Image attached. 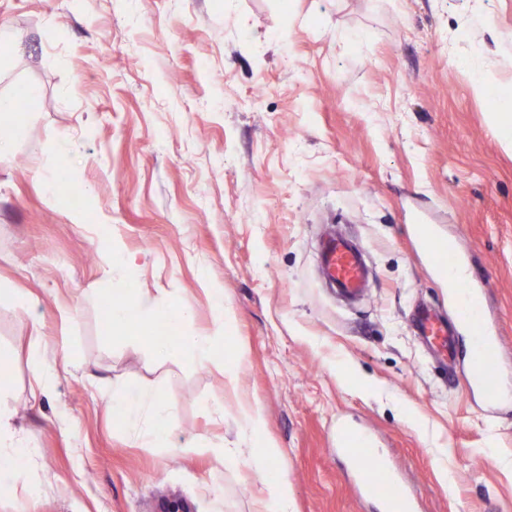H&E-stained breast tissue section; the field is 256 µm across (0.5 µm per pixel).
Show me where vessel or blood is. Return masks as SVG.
Returning <instances> with one entry per match:
<instances>
[{"label":"vessel or blood","mask_w":512,"mask_h":512,"mask_svg":"<svg viewBox=\"0 0 512 512\" xmlns=\"http://www.w3.org/2000/svg\"><path fill=\"white\" fill-rule=\"evenodd\" d=\"M419 237L427 244L432 264L442 271L459 266L460 252L455 245L431 241L427 228ZM325 274L337 291L351 299L365 292L367 272L361 252L342 235L328 240L320 253ZM448 297L457 311L455 324H448L433 309L420 308L414 317L419 336L436 349L444 360L455 359L459 337L467 335L468 384L482 396L488 413H497L503 396L497 382L500 353L499 339L479 302L478 291L465 281H449ZM336 447L359 474L364 493L378 502L382 512H412L411 499L396 473L383 464L379 451L366 433L346 425L336 428Z\"/></svg>","instance_id":"1"}]
</instances>
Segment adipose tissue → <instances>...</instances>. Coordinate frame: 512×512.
<instances>
[{"mask_svg": "<svg viewBox=\"0 0 512 512\" xmlns=\"http://www.w3.org/2000/svg\"><path fill=\"white\" fill-rule=\"evenodd\" d=\"M107 315L110 323L119 327L147 319L164 320L177 332V340H145L136 336L131 340L132 346H148L161 359L177 354L200 365L214 366L223 373L229 386H236V366L219 360L217 356L222 341L220 334L201 333L191 328L193 309L189 301L160 298L145 302L125 295L112 301ZM41 344V322L36 319L32 322L28 342L32 364L30 393L35 397L49 394L59 378L56 364L44 360ZM108 398L114 413L127 420L132 419L139 410H150L149 421L139 432L141 444L146 448L167 447L170 421L167 406L157 404L149 392L130 386L109 392ZM37 454V449L30 447L21 430L16 427L13 412L9 408L0 407V494L9 493L17 480L28 476Z\"/></svg>", "mask_w": 512, "mask_h": 512, "instance_id": "adipose-tissue-1", "label": "adipose tissue"}]
</instances>
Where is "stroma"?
<instances>
[{
  "instance_id": "35a3bbf8",
  "label": "stroma",
  "mask_w": 512,
  "mask_h": 512,
  "mask_svg": "<svg viewBox=\"0 0 512 512\" xmlns=\"http://www.w3.org/2000/svg\"><path fill=\"white\" fill-rule=\"evenodd\" d=\"M19 36L0 96L23 104L0 163V298L7 406L40 455L0 512H260L264 474L284 475L294 512H373L336 455V425L369 432L416 512H512V404L484 410L463 363L430 358L410 325L447 310V284L415 235L431 224L463 253L504 340L512 396V153L498 97L477 96V59L512 90V0H0ZM40 94L27 100L28 85ZM73 148L61 152L60 138ZM56 174L54 188L44 178ZM334 217L367 249V298L347 306L319 276ZM111 252L133 258L106 275ZM234 317L223 374L130 348L106 310L125 290L189 300L212 331L211 289ZM71 356L54 392L29 398L27 338ZM129 383L171 405L169 445L143 448L97 386ZM259 436L238 437L240 403ZM238 451L217 477L204 440ZM282 454L266 473L263 446Z\"/></svg>"
}]
</instances>
